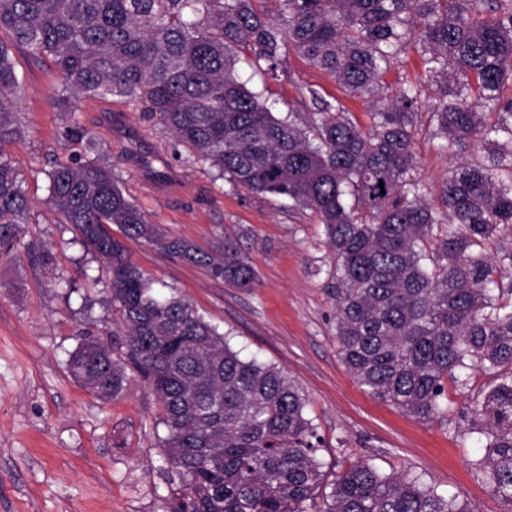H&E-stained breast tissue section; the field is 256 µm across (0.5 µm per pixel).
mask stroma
<instances>
[{
    "label": "stroma",
    "instance_id": "35a3bbf8",
    "mask_svg": "<svg viewBox=\"0 0 512 512\" xmlns=\"http://www.w3.org/2000/svg\"><path fill=\"white\" fill-rule=\"evenodd\" d=\"M12 61L25 136L7 151L31 209L26 235L0 257V512H168L178 487L160 448L163 411L144 384L130 382L103 402L67 370L86 323L112 326L96 281L100 260L45 204L48 171L75 153L87 160L103 155L125 195L168 237L206 251L225 235L238 237L259 278L248 291L144 242L125 246L142 270L228 334L242 357L275 365L299 384L308 399L305 415L322 439L317 457L327 475L365 459L382 472L419 477L439 494L459 495L480 512H504L471 469L482 441L460 431L486 376L473 374L464 392L449 388L444 422L415 419L370 396L338 354L335 306L325 288L334 261L311 211L233 187L120 97L82 102L79 119L91 145L78 148L63 134L57 69L22 49L13 50ZM239 73L275 100L281 116L310 111L309 90L337 93L331 77L292 51L282 55L277 78L244 62ZM430 131L429 115L420 111L416 172L435 192L460 154L439 148ZM41 245L50 264L37 257Z\"/></svg>",
    "mask_w": 512,
    "mask_h": 512
}]
</instances>
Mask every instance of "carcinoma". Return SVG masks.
Instances as JSON below:
<instances>
[{
  "label": "carcinoma",
  "mask_w": 512,
  "mask_h": 512,
  "mask_svg": "<svg viewBox=\"0 0 512 512\" xmlns=\"http://www.w3.org/2000/svg\"><path fill=\"white\" fill-rule=\"evenodd\" d=\"M1 30L58 68L72 143L85 139L82 100L121 97L234 186L317 215L341 361L368 394L422 421L448 416V383L464 391L485 375L464 431L485 439L474 470L512 512V0H0ZM410 45L420 73L383 96ZM290 50L342 97L380 101L370 126L312 88L310 112L278 118L236 73L242 53L272 73ZM427 90L434 138L467 152L432 201L414 176ZM18 99L0 41V255L30 210L6 150L23 134ZM49 179L57 222L104 262L114 325L104 340L88 335L68 371L109 401L131 367L155 395L181 480L172 512H478L367 460L326 482L298 383L242 358L192 303L156 288L112 225L252 288L236 239L210 253L167 237L105 164L58 160Z\"/></svg>",
  "instance_id": "cac0c4a2"
}]
</instances>
